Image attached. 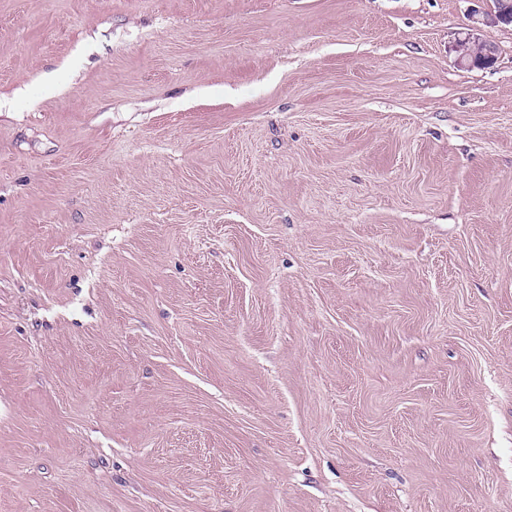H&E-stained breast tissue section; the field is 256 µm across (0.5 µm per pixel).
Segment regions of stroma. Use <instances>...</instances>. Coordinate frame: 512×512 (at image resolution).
Listing matches in <instances>:
<instances>
[{
  "mask_svg": "<svg viewBox=\"0 0 512 512\" xmlns=\"http://www.w3.org/2000/svg\"><path fill=\"white\" fill-rule=\"evenodd\" d=\"M471 7L0 0V512H512Z\"/></svg>",
  "mask_w": 512,
  "mask_h": 512,
  "instance_id": "obj_1",
  "label": "stroma"
}]
</instances>
